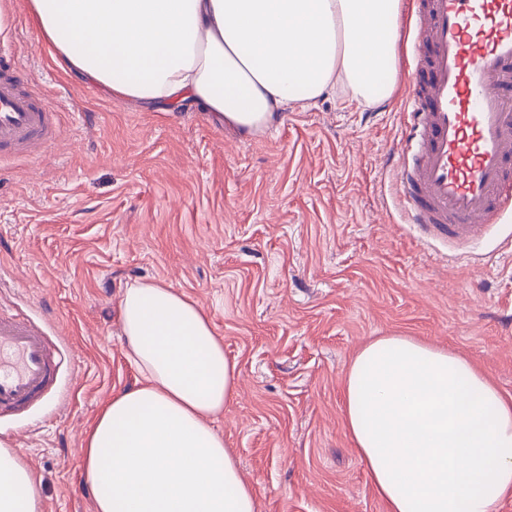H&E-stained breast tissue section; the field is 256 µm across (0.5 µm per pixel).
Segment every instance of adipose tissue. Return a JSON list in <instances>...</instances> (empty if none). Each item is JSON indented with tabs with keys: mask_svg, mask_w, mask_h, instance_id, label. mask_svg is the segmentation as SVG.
Wrapping results in <instances>:
<instances>
[{
	"mask_svg": "<svg viewBox=\"0 0 512 512\" xmlns=\"http://www.w3.org/2000/svg\"><path fill=\"white\" fill-rule=\"evenodd\" d=\"M63 66L136 102L193 100L247 133L337 91L392 98L402 0H28ZM124 355L140 380L88 429L95 512H258L214 422L237 364L209 315L156 281L123 288ZM347 431L387 512H497L512 499V395L453 351L382 336L345 379ZM0 512H42V487L0 442Z\"/></svg>",
	"mask_w": 512,
	"mask_h": 512,
	"instance_id": "adipose-tissue-1",
	"label": "adipose tissue"
}]
</instances>
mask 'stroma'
Segmentation results:
<instances>
[{"mask_svg": "<svg viewBox=\"0 0 512 512\" xmlns=\"http://www.w3.org/2000/svg\"><path fill=\"white\" fill-rule=\"evenodd\" d=\"M17 72L62 114L40 158L0 166V306L66 336L62 404L0 420L42 512H94L79 448L101 405L133 386L120 338L126 282L196 300L239 371L215 427L260 512H385L347 433V367L376 336L452 350L512 394V209L469 261L421 245L396 201L409 46L391 100L329 95L262 135L188 101L132 103L62 69L28 0H0Z\"/></svg>", "mask_w": 512, "mask_h": 512, "instance_id": "35a3bbf8", "label": "stroma"}]
</instances>
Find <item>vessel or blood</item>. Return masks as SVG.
<instances>
[{"mask_svg":"<svg viewBox=\"0 0 512 512\" xmlns=\"http://www.w3.org/2000/svg\"><path fill=\"white\" fill-rule=\"evenodd\" d=\"M409 132L398 154L397 196L420 242L469 248L512 208V0H414ZM0 45V160L34 159L57 139L56 114L22 86ZM71 359L65 338L40 318L0 313V417L61 397Z\"/></svg>","mask_w":512,"mask_h":512,"instance_id":"1","label":"vessel or blood"}]
</instances>
